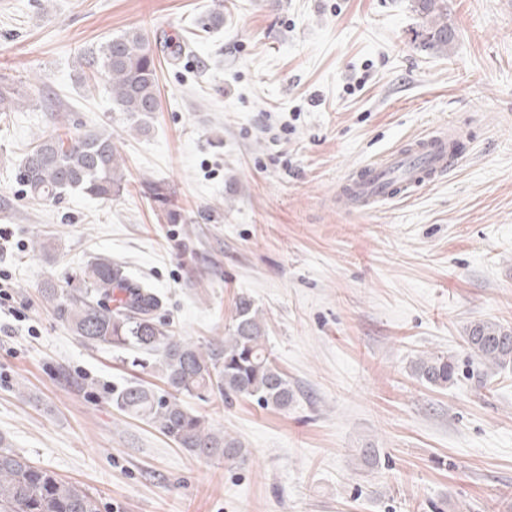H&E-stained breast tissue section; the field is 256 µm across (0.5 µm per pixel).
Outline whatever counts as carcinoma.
Wrapping results in <instances>:
<instances>
[{
  "instance_id": "cac0c4a2",
  "label": "carcinoma",
  "mask_w": 512,
  "mask_h": 512,
  "mask_svg": "<svg viewBox=\"0 0 512 512\" xmlns=\"http://www.w3.org/2000/svg\"><path fill=\"white\" fill-rule=\"evenodd\" d=\"M428 28L423 48L441 50L456 35L448 24V0H415ZM83 73L107 78L112 101L136 120L159 111L156 54L149 39L130 30L109 39L97 52L80 57ZM20 106L14 88L0 82V112ZM27 194L54 201L79 191L110 201L125 190L124 158L112 133L87 130L78 135L54 130L37 136L15 174ZM151 199L163 209L166 222L185 224L174 207L170 188L148 183ZM42 297L71 333L102 348H137L136 363L151 368L166 386L159 393L131 381L112 390V403L121 412L158 424L161 432L190 455L203 460H245L240 441L212 427L190 409L185 399L207 402L219 395L227 405L249 398L259 406L286 410L295 399L288 376L276 365L267 346L265 318L254 303L240 296L228 335L205 342L187 341L158 321L162 298L153 289L134 283L121 265L95 257L74 288L48 283ZM463 341L470 353L490 370L512 368V328L491 320L469 322ZM418 380L446 388L456 376V362L444 354L419 357L412 365ZM0 512H100L97 498L86 488L34 466L0 440Z\"/></svg>"
}]
</instances>
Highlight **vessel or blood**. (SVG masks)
I'll return each mask as SVG.
<instances>
[{"label": "vessel or blood", "mask_w": 512, "mask_h": 512, "mask_svg": "<svg viewBox=\"0 0 512 512\" xmlns=\"http://www.w3.org/2000/svg\"><path fill=\"white\" fill-rule=\"evenodd\" d=\"M458 139L455 132L421 137L362 162L337 184V204L349 211L366 212L397 196L415 193L423 184L448 173Z\"/></svg>", "instance_id": "1"}]
</instances>
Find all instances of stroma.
<instances>
[{"label": "stroma", "mask_w": 512, "mask_h": 512, "mask_svg": "<svg viewBox=\"0 0 512 512\" xmlns=\"http://www.w3.org/2000/svg\"><path fill=\"white\" fill-rule=\"evenodd\" d=\"M448 16L455 39L435 52L412 0H0V81L26 100L0 115L7 445L100 512H512V370L485 372L463 341L473 320L512 327V0H448ZM131 29L185 38L179 61L158 58L141 133L79 67ZM60 116L113 132L121 196L23 193L15 170ZM444 126L470 133L446 177L371 212L337 208L346 172ZM152 181L187 223H166ZM100 254L155 288L186 339L224 336L237 296L262 311L294 404L190 403L245 462L197 459L113 405V388L153 373L84 344L39 294ZM430 353L457 359L448 388L412 375Z\"/></svg>", "instance_id": "obj_1"}]
</instances>
